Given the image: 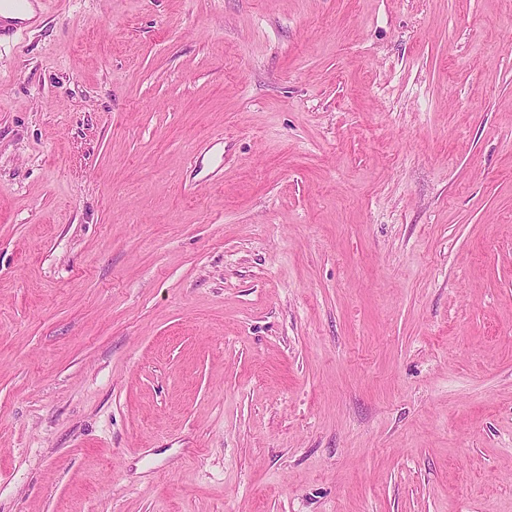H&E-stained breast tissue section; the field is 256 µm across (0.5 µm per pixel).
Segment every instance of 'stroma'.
Listing matches in <instances>:
<instances>
[{
  "label": "stroma",
  "instance_id": "obj_1",
  "mask_svg": "<svg viewBox=\"0 0 512 512\" xmlns=\"http://www.w3.org/2000/svg\"><path fill=\"white\" fill-rule=\"evenodd\" d=\"M36 15L0 512H512V0Z\"/></svg>",
  "mask_w": 512,
  "mask_h": 512
}]
</instances>
